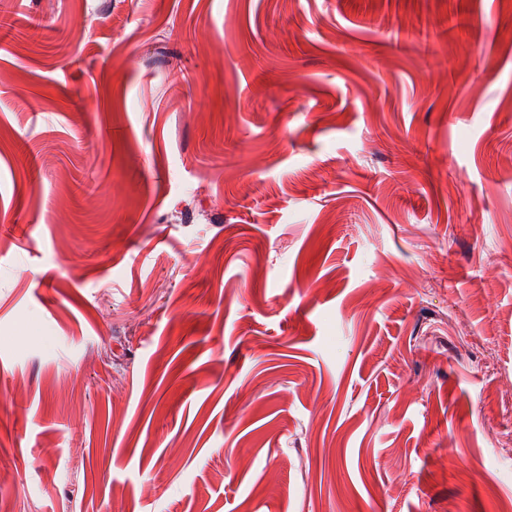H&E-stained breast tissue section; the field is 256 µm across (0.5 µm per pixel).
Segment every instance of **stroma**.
Listing matches in <instances>:
<instances>
[{
	"mask_svg": "<svg viewBox=\"0 0 512 512\" xmlns=\"http://www.w3.org/2000/svg\"><path fill=\"white\" fill-rule=\"evenodd\" d=\"M512 0H0L12 512L512 503Z\"/></svg>",
	"mask_w": 512,
	"mask_h": 512,
	"instance_id": "stroma-1",
	"label": "stroma"
}]
</instances>
